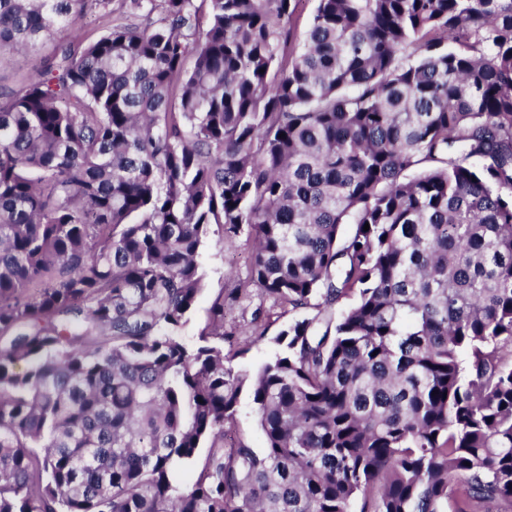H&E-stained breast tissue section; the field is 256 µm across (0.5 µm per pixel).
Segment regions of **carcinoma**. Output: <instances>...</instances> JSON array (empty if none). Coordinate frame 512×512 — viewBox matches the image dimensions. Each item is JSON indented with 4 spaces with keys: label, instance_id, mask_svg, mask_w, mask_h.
Here are the masks:
<instances>
[{
    "label": "carcinoma",
    "instance_id": "cac0c4a2",
    "mask_svg": "<svg viewBox=\"0 0 512 512\" xmlns=\"http://www.w3.org/2000/svg\"><path fill=\"white\" fill-rule=\"evenodd\" d=\"M298 2L0 0V512H512V0ZM101 23L96 15H86L80 22L81 29L77 32L97 34ZM77 32L62 31L46 39L36 51L22 54H0V88L16 90L21 82L44 61L50 57L59 41L75 38ZM250 251L251 243L247 241V234L244 233L231 241L223 240L221 234L217 232V226L215 224L211 226L210 234L201 251L205 289L182 329V336L189 343L197 341L198 334L208 319L210 304L221 288H224V303L227 307V328L235 325L239 329L247 328L252 311L261 304L270 314L271 321L265 338L250 343L246 342V336H236L233 350L227 342H224V354H233L240 350L231 361L234 370L253 372L273 355L276 347L272 338L285 328L295 315L288 313V308L283 309L274 304L272 299L257 295L252 299H241L233 305L228 304L231 289L235 288L248 274ZM235 433L244 438L253 448L263 447V436L258 427L252 398L246 390L241 395Z\"/></svg>",
    "mask_w": 512,
    "mask_h": 512
}]
</instances>
